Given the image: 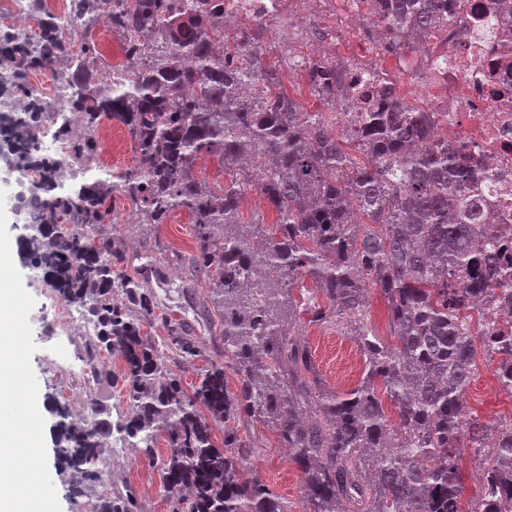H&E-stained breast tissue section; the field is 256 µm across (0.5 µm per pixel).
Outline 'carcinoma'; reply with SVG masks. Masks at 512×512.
<instances>
[{
  "label": "carcinoma",
  "instance_id": "obj_1",
  "mask_svg": "<svg viewBox=\"0 0 512 512\" xmlns=\"http://www.w3.org/2000/svg\"><path fill=\"white\" fill-rule=\"evenodd\" d=\"M381 38L413 54L460 7L458 0H369ZM97 11L118 32L129 66L89 104L86 83L99 53L92 31L67 50V21L43 4L38 34L24 47L48 61L61 53L69 102L85 110L93 132L106 120L127 128L136 166L112 188L100 176L67 185L43 177L26 203V260L41 268L56 296L82 309L96 337L84 353L117 351L130 415L118 432L159 463L171 512H292L260 480L239 469L263 448L243 440L240 420L276 433L304 475L308 512H486L512 505V423L490 427L469 413L465 392L482 342L486 356L511 355L512 340L473 328L481 298L512 285L494 247L493 216L479 176L461 149L435 137L436 116L385 89L383 112H362L354 133L357 162L330 133L336 94L351 89L344 67L300 62L329 112H307L280 89L263 59V22L252 20L224 43V0H69L68 17ZM13 158L33 161L36 116L0 119ZM202 153L217 157L230 178L215 192L195 172ZM257 178L277 219L240 222L245 189ZM121 196L149 225L174 210L190 213L196 237L191 264L212 293L224 360L211 363L186 392L170 360L202 356L188 325L158 314L150 288L116 281L121 246L100 237ZM70 233L57 232L58 224ZM313 287L296 300L292 285ZM121 288L123 302L112 299ZM388 302L394 343L364 324L369 290ZM353 327L365 373L337 394L310 381L314 368L292 322ZM162 325L156 342L150 331ZM236 377L228 387L227 373ZM398 424H388L384 400ZM224 428L223 439L215 429ZM55 461L100 486V440L112 437V409L87 400V414L54 425ZM167 436L158 458L157 440ZM487 449L478 495L461 498L457 447ZM95 512H140L127 487L102 495Z\"/></svg>",
  "mask_w": 512,
  "mask_h": 512
}]
</instances>
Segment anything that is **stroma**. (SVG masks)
<instances>
[{
	"label": "stroma",
	"mask_w": 512,
	"mask_h": 512,
	"mask_svg": "<svg viewBox=\"0 0 512 512\" xmlns=\"http://www.w3.org/2000/svg\"><path fill=\"white\" fill-rule=\"evenodd\" d=\"M308 62L324 61V54L314 49V41L303 34L284 35L278 23L267 26L266 63L275 65L281 73V82L286 93L306 110L314 112L323 104L315 96L301 71L293 68L294 59ZM97 136L103 141L101 164L112 175H119L135 165V153L130 138L123 125L117 122L99 127ZM15 173L0 160V191L5 198L0 201L8 218L9 243L14 250L12 261L22 276L24 289L34 298L36 307L53 304L54 299L44 282L34 281L29 266L21 259L15 247L22 235L23 220L14 211ZM130 206L122 199H115L112 239L121 241L126 251V260L117 268L118 274L129 275L153 288L162 300L166 313L191 317L192 303L206 304L210 292L204 283L192 281L182 257L191 255L196 249L194 230L189 214L183 210L173 211L165 224L151 228L143 224L127 222ZM163 253V260L144 264L140 254L144 247ZM300 339L308 346L316 371L328 390L344 393L360 383L365 369L364 357L347 330L327 328L301 317L298 323ZM196 337L200 341L201 357L189 363L180 364L175 373L184 388H191L197 375L208 363L221 360L224 356V343L218 337L216 328L202 323L197 325ZM47 336L41 324H33L32 337L36 350L31 357V367L37 378L39 392L37 407L46 425H53L55 401L64 398L65 406L71 415L82 413L84 400L90 392L101 391L112 406L113 424L124 422L129 409L126 389L120 378L123 369L121 355L112 357L111 387L100 390L95 384L85 382L77 376L65 374L49 368L45 359ZM475 373L466 390L469 411L487 423L512 419V394L489 385L487 379L494 366L485 355L475 358ZM104 464L112 475V483L117 487H132L140 498L142 512H169L170 502L160 487L157 466L149 463L138 449L129 447L120 434H113L112 446L104 455ZM245 467L248 479L263 481L279 497L288 501L293 512H306L303 474L288 458L285 449L280 448L275 436H268L261 452L249 459Z\"/></svg>",
	"instance_id": "obj_1"
}]
</instances>
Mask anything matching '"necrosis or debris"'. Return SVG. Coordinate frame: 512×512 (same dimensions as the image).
Returning a JSON list of instances; mask_svg holds the SVG:
<instances>
[{
  "label": "necrosis or debris",
  "mask_w": 512,
  "mask_h": 512,
  "mask_svg": "<svg viewBox=\"0 0 512 512\" xmlns=\"http://www.w3.org/2000/svg\"><path fill=\"white\" fill-rule=\"evenodd\" d=\"M461 10L448 18L430 39L419 58L425 68L413 79L422 89L421 108L439 118L437 132L449 144L464 149L488 187L487 207L500 228L501 255L512 270V12L494 0H462ZM12 10L0 11V41L30 39L37 27L30 14L31 0H11ZM375 58L354 61L351 69L361 94L358 111L377 104L381 86H395L389 43L377 46ZM61 66L29 70L10 108L29 112L39 101L53 99L61 112L69 111L67 91L59 82ZM40 153L53 164L57 180L79 175L87 161L57 134V122L39 116ZM77 321L67 309L55 308L49 326L55 345L48 361L67 372L87 376L103 369V361L87 366L81 356H70L68 343Z\"/></svg>",
  "instance_id": "4bbe7bcc"
}]
</instances>
